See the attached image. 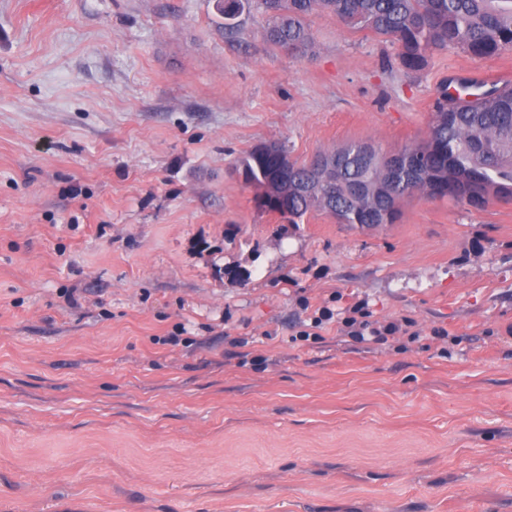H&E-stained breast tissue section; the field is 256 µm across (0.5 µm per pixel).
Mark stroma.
Returning <instances> with one entry per match:
<instances>
[{"label":"stroma","instance_id":"1","mask_svg":"<svg viewBox=\"0 0 512 512\" xmlns=\"http://www.w3.org/2000/svg\"><path fill=\"white\" fill-rule=\"evenodd\" d=\"M308 23L300 57L217 0H0V512H512V197L291 224L233 171L422 143L512 52ZM352 313L357 314L358 317H347L344 320V325L351 328L350 333L353 334L352 336H358L360 340L379 341L383 336L391 335L399 330V325L394 322H390L385 326H374L375 324L367 319L370 315L364 310L363 306L354 307Z\"/></svg>","mask_w":512,"mask_h":512}]
</instances>
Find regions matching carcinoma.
<instances>
[{
	"mask_svg": "<svg viewBox=\"0 0 512 512\" xmlns=\"http://www.w3.org/2000/svg\"><path fill=\"white\" fill-rule=\"evenodd\" d=\"M253 7L272 19L266 40L290 52L312 50L307 20L316 11L348 30L389 38L407 70L428 66L433 48L479 58L512 51V0H218L224 29H237ZM470 88L461 83V95L448 92L446 82L438 87L427 139L393 154L402 172L396 179L387 155L363 142L320 153L317 170L281 150V190L267 180V161L253 150L236 162V171L245 174L259 207L292 222L316 208L342 224H392L400 201L415 195L482 208L492 196H512V86Z\"/></svg>",
	"mask_w": 512,
	"mask_h": 512,
	"instance_id": "cac0c4a2",
	"label": "carcinoma"
}]
</instances>
